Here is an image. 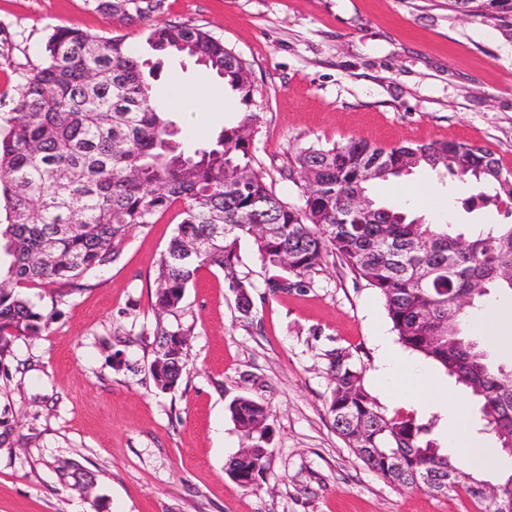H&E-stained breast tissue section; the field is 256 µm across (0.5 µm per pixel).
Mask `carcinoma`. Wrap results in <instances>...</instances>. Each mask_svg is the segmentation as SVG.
<instances>
[{
    "label": "carcinoma",
    "mask_w": 512,
    "mask_h": 512,
    "mask_svg": "<svg viewBox=\"0 0 512 512\" xmlns=\"http://www.w3.org/2000/svg\"><path fill=\"white\" fill-rule=\"evenodd\" d=\"M88 2L108 19L145 22L153 54L187 55L204 76L224 79L241 105L250 104L249 71L223 41L197 25L154 22L164 0ZM471 6L474 15L491 19L512 13V0H473ZM44 54L45 63L23 77L12 110L0 114V197L8 215L0 242L12 257L0 274V356L12 338L37 334L50 323L20 289H83L85 275L116 261L134 229L176 206L181 221L158 259L156 317L180 308L204 266L224 274L238 308L249 313L253 284L239 271L243 239L252 240L262 263L276 271L265 281L273 295L305 287L332 255L376 291L399 343L478 397L485 431L512 456V366L491 359L488 337L469 338L461 328L491 290L512 291L505 276L512 268V224H473L458 233L448 223L376 200L370 218L362 220L352 205L358 194L371 198L374 186L401 177L391 171L358 182L359 169L376 155L392 167L416 157L419 168L472 184L467 202L475 206L512 204V176L495 177L492 167L500 164L494 152L457 141L309 146L297 151L285 175L304 186L303 204L292 206L252 167L255 113H242L190 155L178 139L177 107L155 97L145 76L150 61L138 47L121 36L57 27ZM155 335L160 350L148 371L158 388L171 391L186 366L184 332L158 324ZM330 368L328 411L336 432L384 480L412 488L420 474H432V492L463 490L479 512H502L500 502L512 501V473L496 482L497 498L484 497L480 487L488 480L442 452L429 427L384 412L362 367L338 352ZM228 410L251 453L233 457L226 471L241 487L253 488L268 470L270 413L247 396L233 399Z\"/></svg>",
    "instance_id": "cac0c4a2"
}]
</instances>
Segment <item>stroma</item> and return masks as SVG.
Listing matches in <instances>:
<instances>
[{"label": "stroma", "instance_id": "obj_1", "mask_svg": "<svg viewBox=\"0 0 512 512\" xmlns=\"http://www.w3.org/2000/svg\"><path fill=\"white\" fill-rule=\"evenodd\" d=\"M157 21L201 25L249 68L254 86L255 167L289 203L302 189L280 177L299 149L365 141H458L492 149L512 171V17H463L448 0H164ZM69 27L144 44L140 21L105 18L86 0H0V113L9 111L48 35ZM193 60L158 59V98L194 84ZM215 111L179 113L206 143L236 122L241 106L223 89ZM429 187L453 224L501 223L495 208L468 209L472 189L417 170L378 185ZM180 221L168 212L132 232L120 258L55 302L50 286L24 294L52 314L48 329L15 337L0 360V512H478L464 492L403 489L368 469L333 427L330 355L342 350L388 414H408L440 438L446 419L391 401L377 376V333L391 323L376 292L334 259L310 284L276 295L251 240L240 271L253 284L242 315L219 270L200 269L169 330L190 329L187 366L174 391L148 373L157 261ZM248 396L270 411L267 476L247 490L226 473L247 444L229 403ZM94 476L85 490L61 477L63 462Z\"/></svg>", "mask_w": 512, "mask_h": 512}]
</instances>
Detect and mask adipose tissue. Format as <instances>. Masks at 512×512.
Listing matches in <instances>:
<instances>
[{
	"instance_id": "ef3b65f1",
	"label": "adipose tissue",
	"mask_w": 512,
	"mask_h": 512,
	"mask_svg": "<svg viewBox=\"0 0 512 512\" xmlns=\"http://www.w3.org/2000/svg\"><path fill=\"white\" fill-rule=\"evenodd\" d=\"M378 377L386 394L398 401H411L418 404L443 403L449 407L454 416V423L449 428L445 443L447 447L458 449L461 457L479 470H487L498 462L495 449L482 446L467 433L466 420L469 408L465 401L449 397L440 389L432 374L422 372L414 361L396 352L388 336L377 335Z\"/></svg>"
}]
</instances>
